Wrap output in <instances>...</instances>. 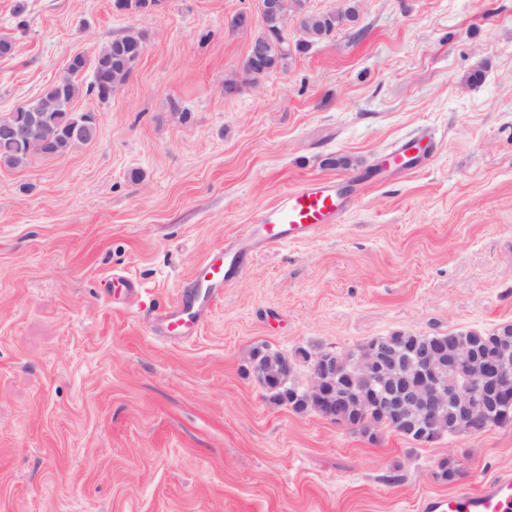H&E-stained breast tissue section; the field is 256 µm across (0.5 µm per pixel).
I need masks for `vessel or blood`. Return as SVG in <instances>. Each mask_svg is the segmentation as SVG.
<instances>
[{"mask_svg": "<svg viewBox=\"0 0 512 512\" xmlns=\"http://www.w3.org/2000/svg\"><path fill=\"white\" fill-rule=\"evenodd\" d=\"M350 207L348 196L335 183L305 182L289 191L272 208L261 212L248 231L209 256L197 269L194 283L181 301L156 319L160 335H195L208 311L209 294L227 286L255 249L272 248L307 238L323 225L342 220ZM422 512H512V471L495 473L478 489L462 488L445 497L426 498Z\"/></svg>", "mask_w": 512, "mask_h": 512, "instance_id": "1", "label": "vessel or blood"}]
</instances>
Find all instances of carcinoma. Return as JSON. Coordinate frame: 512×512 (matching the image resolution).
I'll list each match as a JSON object with an SVG mask.
<instances>
[{
	"label": "carcinoma",
	"instance_id": "cac0c4a2",
	"mask_svg": "<svg viewBox=\"0 0 512 512\" xmlns=\"http://www.w3.org/2000/svg\"><path fill=\"white\" fill-rule=\"evenodd\" d=\"M281 12L297 16L304 39L295 42L289 48L288 37L279 34V16L268 15L261 20L262 29L254 39V45L264 52V59L254 61L248 55L243 68L253 69L259 73L275 68L285 69L291 52L306 51L312 44L320 42L336 32L346 22L356 20V8L350 6L343 11L326 13H309L302 9L301 0H281ZM143 47V36L131 32L113 39L102 47L91 59L78 63L63 80H57L35 101L20 105L5 117L0 116V123L9 122L17 127L23 126L28 117L36 114L46 127L51 143L47 157L53 158L65 154L79 144H86L94 139L97 124L94 117L86 112H70V105L80 94L94 96L100 101L107 100L104 91L110 80L130 73L136 62L138 50ZM91 71V80L87 85L78 82L77 77L84 71ZM33 157L26 142L21 137L5 140L0 137V164L11 168L25 165ZM448 343L466 346L500 344L512 351V324H505L492 332H452L445 337ZM439 336H420L410 333H394L385 337L390 346L400 355L409 367L415 364L414 354L425 346L443 339ZM265 373L274 378L283 368L285 355L279 352L257 350L253 354ZM275 400L285 402L297 413L313 410V403L306 398L302 389L293 382L274 392ZM512 423V403L504 401L489 416L491 425Z\"/></svg>",
	"mask_w": 512,
	"mask_h": 512
}]
</instances>
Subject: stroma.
<instances>
[{"instance_id": "1", "label": "stroma", "mask_w": 512, "mask_h": 512, "mask_svg": "<svg viewBox=\"0 0 512 512\" xmlns=\"http://www.w3.org/2000/svg\"><path fill=\"white\" fill-rule=\"evenodd\" d=\"M25 3L0 0V116L74 54L145 42L109 100L73 101L94 140L0 166V512H418L512 468V424L368 436L274 401L252 358L512 324V0H306L358 19L251 87L257 31L224 18L256 0ZM407 140L417 169L385 166ZM351 174L341 223L249 256L197 335L157 334L261 210Z\"/></svg>"}]
</instances>
